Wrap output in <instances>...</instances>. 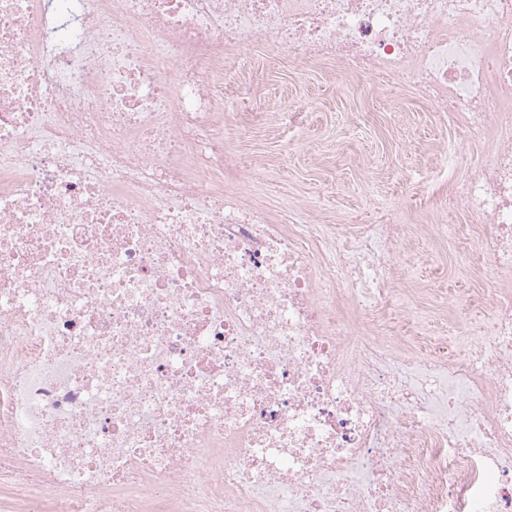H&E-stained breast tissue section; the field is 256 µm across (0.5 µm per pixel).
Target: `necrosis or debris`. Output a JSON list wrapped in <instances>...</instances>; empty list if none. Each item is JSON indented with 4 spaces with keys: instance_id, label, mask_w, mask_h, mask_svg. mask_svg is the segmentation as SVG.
Returning a JSON list of instances; mask_svg holds the SVG:
<instances>
[{
    "instance_id": "1",
    "label": "necrosis or debris",
    "mask_w": 512,
    "mask_h": 512,
    "mask_svg": "<svg viewBox=\"0 0 512 512\" xmlns=\"http://www.w3.org/2000/svg\"><path fill=\"white\" fill-rule=\"evenodd\" d=\"M254 48L496 135L444 202L478 342L391 287L397 211L245 199ZM511 274L512 0H0V512H512Z\"/></svg>"
}]
</instances>
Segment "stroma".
<instances>
[{"label":"stroma","mask_w":512,"mask_h":512,"mask_svg":"<svg viewBox=\"0 0 512 512\" xmlns=\"http://www.w3.org/2000/svg\"><path fill=\"white\" fill-rule=\"evenodd\" d=\"M229 73L246 79L250 93L235 107L228 150L255 167L269 210L294 207L320 224H374L398 210L406 232L392 245L391 279L400 288H431L421 312L432 335L477 326L481 307L448 300L480 286L466 268L482 253L478 219L442 214L438 205L490 140L473 137L463 161L450 163L453 129L412 90L348 82L328 64L299 68L284 54L246 52L231 59Z\"/></svg>","instance_id":"obj_1"}]
</instances>
